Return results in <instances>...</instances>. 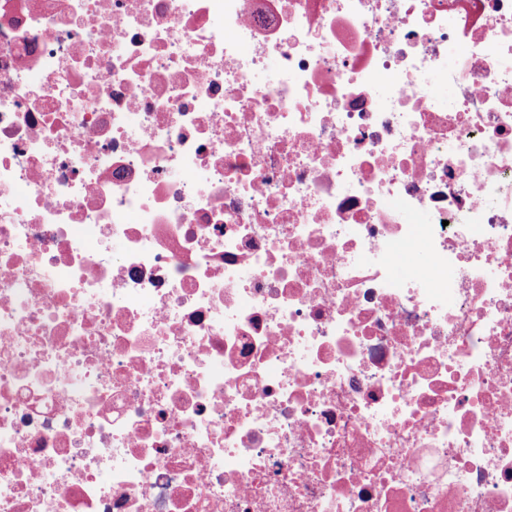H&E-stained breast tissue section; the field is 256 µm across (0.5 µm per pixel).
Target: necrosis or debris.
<instances>
[{"label": "necrosis or debris", "mask_w": 512, "mask_h": 512, "mask_svg": "<svg viewBox=\"0 0 512 512\" xmlns=\"http://www.w3.org/2000/svg\"><path fill=\"white\" fill-rule=\"evenodd\" d=\"M0 512H512V0H0Z\"/></svg>", "instance_id": "4bbe7bcc"}]
</instances>
